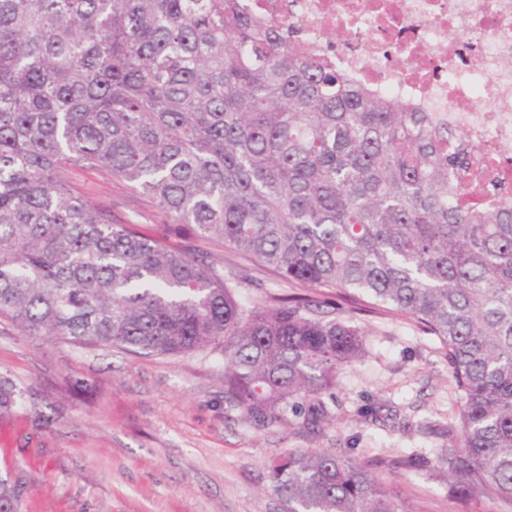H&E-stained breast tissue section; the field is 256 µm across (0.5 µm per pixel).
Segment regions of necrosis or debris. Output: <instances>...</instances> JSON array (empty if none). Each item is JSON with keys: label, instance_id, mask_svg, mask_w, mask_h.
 Returning <instances> with one entry per match:
<instances>
[{"label": "necrosis or debris", "instance_id": "1", "mask_svg": "<svg viewBox=\"0 0 512 512\" xmlns=\"http://www.w3.org/2000/svg\"><path fill=\"white\" fill-rule=\"evenodd\" d=\"M375 92L434 112L489 159L470 187L512 193V0H245Z\"/></svg>", "mask_w": 512, "mask_h": 512}]
</instances>
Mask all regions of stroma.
Segmentation results:
<instances>
[{"mask_svg":"<svg viewBox=\"0 0 512 512\" xmlns=\"http://www.w3.org/2000/svg\"><path fill=\"white\" fill-rule=\"evenodd\" d=\"M91 200L121 218L160 224L150 199L120 181L79 172ZM192 254L218 258L254 305L295 291L239 253L204 240ZM366 353L336 384V418L312 440L292 429L255 430L224 401V357L208 350L138 357L29 336L0 319V377L23 392L0 419V477L19 512H284L268 464L294 450L338 449L389 482L401 512H512L492 496L459 498L449 479L405 468L433 459L457 420L459 395L438 340L409 317H356Z\"/></svg>","mask_w":512,"mask_h":512,"instance_id":"1","label":"stroma"}]
</instances>
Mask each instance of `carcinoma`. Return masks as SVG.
Masks as SVG:
<instances>
[{
    "instance_id": "1",
    "label": "carcinoma",
    "mask_w": 512,
    "mask_h": 512,
    "mask_svg": "<svg viewBox=\"0 0 512 512\" xmlns=\"http://www.w3.org/2000/svg\"><path fill=\"white\" fill-rule=\"evenodd\" d=\"M468 154L243 0H0V318L144 357L219 349L245 424L314 439L364 353L354 315L408 316L461 400L425 467L512 505V200H464ZM73 170L149 196L166 223L119 218ZM196 236L311 295L242 305L184 248ZM20 398L0 378V418ZM270 479L287 512H401L337 450L277 457ZM0 512H18L2 478Z\"/></svg>"
}]
</instances>
